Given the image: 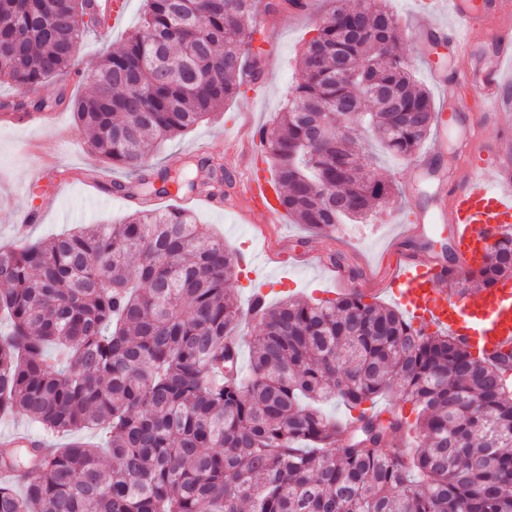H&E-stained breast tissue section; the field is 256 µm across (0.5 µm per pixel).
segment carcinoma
I'll list each match as a JSON object with an SVG mask.
<instances>
[{
	"instance_id": "1",
	"label": "carcinoma",
	"mask_w": 512,
	"mask_h": 512,
	"mask_svg": "<svg viewBox=\"0 0 512 512\" xmlns=\"http://www.w3.org/2000/svg\"><path fill=\"white\" fill-rule=\"evenodd\" d=\"M140 24L106 54L91 91L38 98L73 112L77 128L142 198L117 224H85L0 251V415L50 435L97 427L106 451L79 439L18 461L22 489L0 482V512H512V353L490 361L448 332L425 333L357 292L335 300L261 304L239 373L241 317L229 299L235 254L186 208L150 203L222 191L203 178L155 169L158 145L245 95L244 59L259 9L305 0H144ZM299 79L265 133L281 207L328 236L393 197L352 146L369 134L406 160L438 112L405 61L382 0L352 8L321 0ZM105 23L94 0H0V81L36 88L66 73L72 47ZM348 123L336 124V115ZM486 264L448 289L512 278V231ZM67 354L52 366L45 346ZM395 391L414 422L363 407ZM340 398L358 414L340 425L316 403ZM111 461L104 469L103 461Z\"/></svg>"
}]
</instances>
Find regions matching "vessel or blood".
Returning <instances> with one entry per match:
<instances>
[{"label": "vessel or blood", "mask_w": 512, "mask_h": 512, "mask_svg": "<svg viewBox=\"0 0 512 512\" xmlns=\"http://www.w3.org/2000/svg\"><path fill=\"white\" fill-rule=\"evenodd\" d=\"M451 24L434 22L416 29L422 54L444 44L449 59L466 55L471 63L460 70H433V79L448 89L466 86L481 111L505 115L512 110V0H448ZM466 145L458 168L457 185L438 218L450 226L454 268L463 274L482 264L483 243L512 229V138L501 137L493 146L477 144L464 131ZM246 192L264 217L280 216L269 173L248 171ZM389 293L413 322L442 329L457 337L474 353L490 355L512 349V282L480 289L476 295L448 297V280L428 259L407 258L395 265L387 284Z\"/></svg>", "instance_id": "1"}]
</instances>
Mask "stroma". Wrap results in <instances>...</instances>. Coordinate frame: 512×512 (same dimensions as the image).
Wrapping results in <instances>:
<instances>
[{
  "label": "stroma",
  "mask_w": 512,
  "mask_h": 512,
  "mask_svg": "<svg viewBox=\"0 0 512 512\" xmlns=\"http://www.w3.org/2000/svg\"><path fill=\"white\" fill-rule=\"evenodd\" d=\"M397 20V35L405 57L418 81L430 92L435 105H442L443 94L432 81L428 63L408 34L410 25L433 20L448 21V0H387ZM143 0H129V12L123 27L101 38L89 33L81 42L74 65L64 76L39 88L42 97L59 92L80 97L88 91V76L101 57L124 41L130 28L137 25ZM320 18L319 0H310L304 11L266 15L270 40L263 48L257 66L259 90H248L244 97L232 100L194 130L167 141L154 156L157 167L178 170L188 160L214 156L222 158L230 183L224 186V199L217 206L192 204L197 223L206 225L223 237L226 248L259 255L262 273L245 267L232 284L230 297L238 307H246L252 289H269V302L283 297L307 300L336 299L359 291L365 302L392 305L390 296L380 287L391 273L381 262L387 247L413 256H427L440 265H448L451 255L449 228L444 224L420 225L419 215L439 209L437 187L447 180L448 172L459 165L463 146L455 120L436 128L430 142L439 143L432 168L419 175L416 168L399 156L370 143L362 150L363 159H376V170L384 181L396 186V197L381 214L367 224H344L335 234L325 237L284 217L271 224L248 208L241 180L248 168L259 163L258 148L248 129L253 125L270 126L294 87L299 71L302 44L314 34ZM92 169L111 178L100 194L80 182L61 187L42 178L30 182L36 166ZM123 169L114 167L89 152L85 137L71 113L49 112L43 121L26 122L19 114H0V250L32 244L63 233L78 224H115L129 212L131 204L111 189L114 181H126ZM40 212V223L29 225L24 239L15 236L20 212Z\"/></svg>",
  "instance_id": "1"
}]
</instances>
